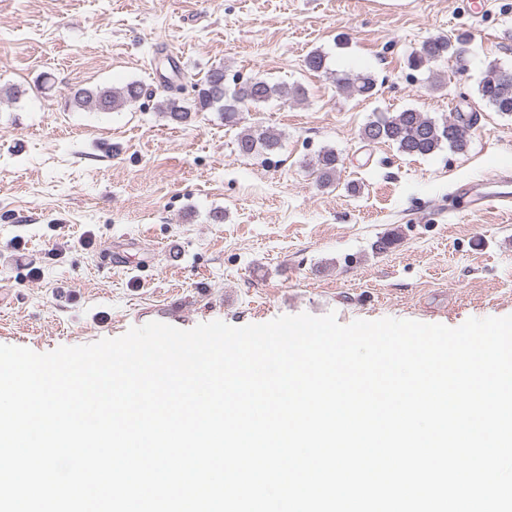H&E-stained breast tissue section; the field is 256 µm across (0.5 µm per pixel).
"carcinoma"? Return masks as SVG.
I'll return each mask as SVG.
<instances>
[{
	"label": "carcinoma",
	"instance_id": "1",
	"mask_svg": "<svg viewBox=\"0 0 512 512\" xmlns=\"http://www.w3.org/2000/svg\"><path fill=\"white\" fill-rule=\"evenodd\" d=\"M459 45H464V40L459 39L454 45L446 37L430 38L409 58V66L419 70L448 54L454 56ZM305 65L313 71L331 75L336 87L348 97L369 98L375 95L376 82L371 75L363 72L331 74L326 65V56L319 51L311 53ZM194 88L193 107L189 108L179 99L169 97L160 104L162 114L173 122L185 123L192 119V115L215 108L221 112L224 122L235 124L239 113L250 106L258 107L279 97L295 102L306 98V89L300 84L286 87L264 79H254L229 87L224 82L222 67L210 70L203 80L194 84ZM143 92V86L136 81L121 88H78L71 92L69 102L78 109L107 111L137 102ZM478 92L481 99L495 111L512 115V78H505L501 67L495 65L486 70L479 82ZM472 125V116L464 112L457 111L448 118L438 120L417 109L407 108L376 116L362 128L361 139L391 143L400 153L408 156H426L445 145L452 151L462 152L468 146L467 133ZM278 146L279 140L275 134L260 126L244 129L237 140V150L243 157L273 152ZM316 165L322 186L332 185L336 180L338 165L336 151L332 148L323 150Z\"/></svg>",
	"mask_w": 512,
	"mask_h": 512
}]
</instances>
